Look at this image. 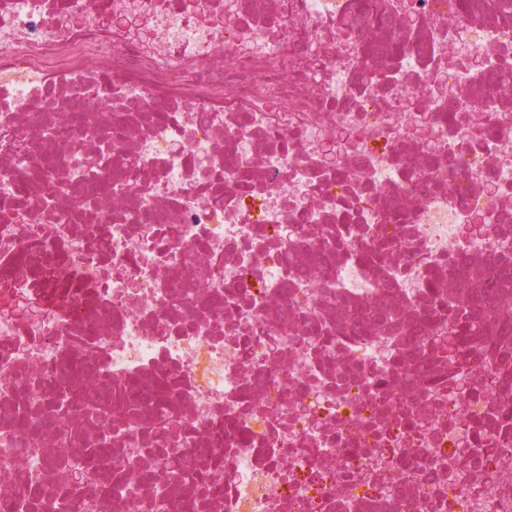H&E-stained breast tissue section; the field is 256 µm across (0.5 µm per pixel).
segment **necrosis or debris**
I'll list each match as a JSON object with an SVG mask.
<instances>
[{
	"label": "necrosis or debris",
	"mask_w": 512,
	"mask_h": 512,
	"mask_svg": "<svg viewBox=\"0 0 512 512\" xmlns=\"http://www.w3.org/2000/svg\"><path fill=\"white\" fill-rule=\"evenodd\" d=\"M501 2L0 0V512H512ZM464 334H466L468 336H487L488 328H487L485 319H482L479 316H476V317L471 318L470 322L467 325L461 326L452 317L448 318V335L450 336V339L448 341V357H449V359H452V356L454 358L456 356L455 337L464 335Z\"/></svg>",
	"instance_id": "4bbe7bcc"
}]
</instances>
